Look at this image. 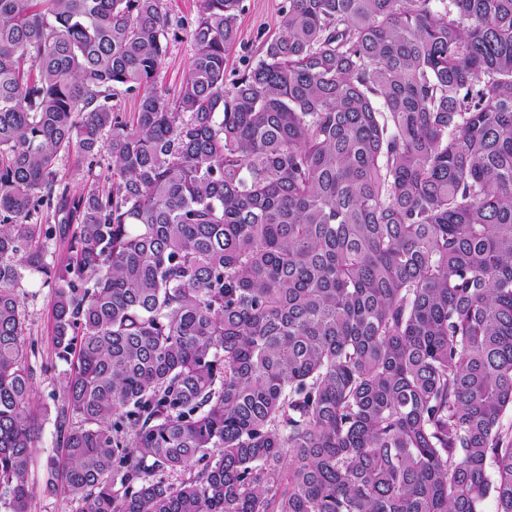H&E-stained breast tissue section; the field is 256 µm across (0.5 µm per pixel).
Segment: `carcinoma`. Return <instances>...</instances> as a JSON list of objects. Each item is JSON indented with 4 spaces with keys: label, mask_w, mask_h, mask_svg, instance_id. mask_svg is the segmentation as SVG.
<instances>
[{
    "label": "carcinoma",
    "mask_w": 512,
    "mask_h": 512,
    "mask_svg": "<svg viewBox=\"0 0 512 512\" xmlns=\"http://www.w3.org/2000/svg\"><path fill=\"white\" fill-rule=\"evenodd\" d=\"M242 10L171 99L163 0H0V501L40 274L77 512H512V0H283L229 80ZM61 174L64 175L66 183H68L72 192L82 190L85 184L86 167L77 165L74 160L63 157L59 160Z\"/></svg>",
    "instance_id": "obj_1"
}]
</instances>
